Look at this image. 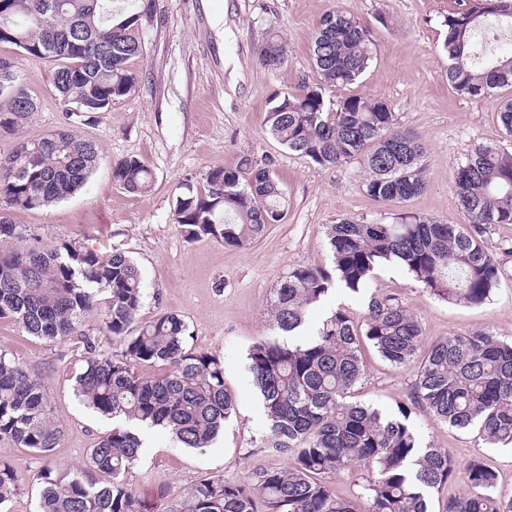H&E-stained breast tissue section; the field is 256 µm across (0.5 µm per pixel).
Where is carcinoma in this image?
<instances>
[{"instance_id": "cac0c4a2", "label": "carcinoma", "mask_w": 512, "mask_h": 512, "mask_svg": "<svg viewBox=\"0 0 512 512\" xmlns=\"http://www.w3.org/2000/svg\"><path fill=\"white\" fill-rule=\"evenodd\" d=\"M148 0L116 8L113 0H0V44L21 55L57 62L52 84L64 106L105 112L137 83L129 62L143 54L139 30ZM448 83L463 98L493 97L512 89V55L491 52L512 35V0H468L445 19ZM370 32L353 16L332 10L316 24L313 64L320 82L301 93L274 94L268 134L309 162L326 167L355 163L365 193L391 205L426 188V148L419 136L397 128L396 113L380 100L326 91L354 83L372 58ZM288 43L272 34L261 63L276 69ZM0 93V136L17 135L37 112L19 75ZM512 137V98L495 103ZM101 158L99 143L62 127L21 139L0 157V210H38L68 199L85 186ZM274 161L243 157L204 174L203 187L185 185L176 197L175 223L186 238H211L246 249L286 214L287 200ZM114 185L128 193L153 187L155 173L130 157L112 164ZM458 205L470 230L422 216L394 224L342 219L326 225L333 269L299 267L274 289L270 326L294 333L312 310L340 286L360 292L378 266L395 262L439 300L478 306L492 297L501 269L484 246L485 230L512 224V151L496 145L467 150L453 177ZM32 234L0 213V319L30 336L57 342L78 337L86 355L74 394L85 408L122 425L89 449L84 468L38 475L39 512H151L122 480L141 455L140 430L171 431L184 448H206L234 410L224 365L190 345L187 322L164 313L139 322L143 274L124 251L102 253L76 238L51 247L29 244ZM364 327L338 307L302 343L259 340L248 353L249 371L263 398L268 448L294 454L286 469H259L246 482L205 477L170 501L166 512H430L428 494L450 480L461 483L442 512H512V496L497 489L495 473L474 459L464 469L443 448L423 445L409 423L411 409L385 414L357 401L365 381L361 348L371 345L396 368L417 364L412 404L451 428L487 444L512 445V342L487 331L453 335L424 345L421 326L397 298L372 297ZM99 334L83 330L88 319ZM105 336L116 351L101 349ZM134 363H161L164 374L140 377ZM61 427L45 385L0 349V438L47 457ZM360 467L357 501L336 495L332 482ZM112 476L100 485L95 474ZM20 489L16 468L0 461V505Z\"/></svg>"}]
</instances>
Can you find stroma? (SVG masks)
<instances>
[{
    "label": "stroma",
    "mask_w": 512,
    "mask_h": 512,
    "mask_svg": "<svg viewBox=\"0 0 512 512\" xmlns=\"http://www.w3.org/2000/svg\"><path fill=\"white\" fill-rule=\"evenodd\" d=\"M467 0H155L156 18L145 26L143 56L130 67L136 87L105 112L86 114L65 108L52 86L51 62L14 57L22 84L38 110L21 132L36 139L62 126L97 141L102 159L85 187L70 199L32 211H12L41 244L78 238L108 252L120 249L138 262L146 284L140 321L173 312L183 316L192 346L219 357L235 409L224 431L206 448L181 447L170 434L155 430L141 460L124 475L138 495L151 499L161 489L184 492L206 475L244 481L261 468L291 466V454L261 443L266 417L252 383L247 354L262 338H276L269 327L273 290L299 266L331 267L325 227L342 219L360 224H391L398 212L467 224L453 192V173L469 146L508 144L492 99L463 98L446 78L448 56L442 46L448 13ZM345 11L368 27L372 60L360 79L333 91L331 99L352 95L386 102L400 128L416 132L427 148L428 186L397 208L374 201L362 187L356 165L321 167L299 158L266 131L273 93H298L317 83L311 41L326 12ZM288 42V58L271 70L259 52L271 33ZM271 157L288 210L281 223L245 249L211 239L188 240L173 220L176 196L185 182L202 185L209 169L235 165L241 157ZM135 157L154 170L151 191L130 194L112 182L114 161ZM484 245L502 265L500 284L480 306L451 304L418 288L398 265L376 270L360 293L331 291L301 330L311 336L336 307L348 309L363 324L371 297L392 295L419 321L426 342L454 334L489 331L512 339V225L490 227ZM0 348L40 378L47 389L62 439L52 461L12 441L0 439V460L23 476L18 495L0 512H36L45 464L60 471L84 467L88 448L113 422L77 401L74 377L84 355L74 342L49 343L0 320ZM366 379L363 402L383 411L411 405L410 421L423 443L448 449L458 467L482 460L498 476V488L512 496V449L488 448L469 433L448 428L427 410L412 406L415 367L396 368L371 346H363Z\"/></svg>",
    "instance_id": "stroma-1"
}]
</instances>
